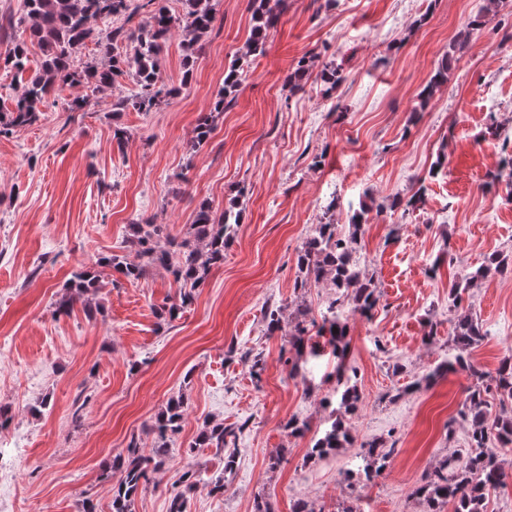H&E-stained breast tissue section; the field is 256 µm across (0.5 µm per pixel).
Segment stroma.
<instances>
[{"mask_svg":"<svg viewBox=\"0 0 512 512\" xmlns=\"http://www.w3.org/2000/svg\"><path fill=\"white\" fill-rule=\"evenodd\" d=\"M213 5L217 21L192 75L182 68L180 32L162 49V78L179 93L158 109H115L133 92L130 79L109 89L85 80L0 137V512H82L87 499L112 512L122 474L101 479L105 462L133 439L154 448L150 425L177 398L181 428L133 512H168L192 459L223 476L224 490L199 489L188 512H253L260 495L275 512L300 501L311 512H425L413 494L425 473L471 451L457 412L474 378L427 377L454 353L452 324L463 311L482 324L484 339L469 353L478 369L495 372L512 355L511 274L475 280L459 308L448 292L488 256L512 259V193L486 185L502 140H512V0L492 12L486 0H286L264 55L251 59L231 106L195 149L198 117L251 27L249 0ZM478 14L483 25L469 29ZM462 36L447 83L421 103ZM307 53L315 66L341 68L332 98L311 85L290 92L288 76ZM492 124L500 138L486 137ZM440 158L444 168L433 173ZM416 193L421 202L405 209ZM368 198L378 208L355 249L380 301L372 318L350 320L348 363L361 401L345 425L356 443L310 460L336 362L326 354L288 364L289 323L303 305L320 314L333 290L295 288L297 255L317 224L347 227ZM204 201L237 207L240 227L193 303L162 320L155 305L178 291L167 270L132 282L98 260L135 259L138 223L184 236ZM79 270L98 274L99 290L90 306L55 316ZM269 305L284 308L272 335ZM428 329L435 336L426 343ZM245 351L258 356L260 373L241 361ZM292 417L309 431L288 434ZM209 422L239 430L231 473L222 452L192 446ZM372 440L391 448L387 468L372 482L345 481V470L362 464L360 443ZM280 453L285 463L270 468Z\"/></svg>","mask_w":512,"mask_h":512,"instance_id":"stroma-1","label":"stroma"}]
</instances>
